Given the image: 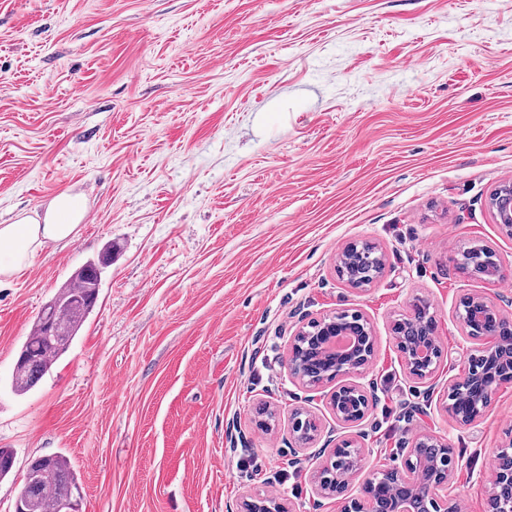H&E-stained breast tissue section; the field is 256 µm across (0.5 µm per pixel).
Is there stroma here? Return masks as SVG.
Instances as JSON below:
<instances>
[{
	"instance_id": "obj_1",
	"label": "stroma",
	"mask_w": 512,
	"mask_h": 512,
	"mask_svg": "<svg viewBox=\"0 0 512 512\" xmlns=\"http://www.w3.org/2000/svg\"><path fill=\"white\" fill-rule=\"evenodd\" d=\"M508 175L512 0H0V224L66 191L92 213L0 288V448L15 454L0 512L30 459L52 453L78 472L85 512H233L255 491L343 512L421 434L452 448L460 512H486L512 382L466 427L442 395L468 368L461 299L512 319V237L489 204ZM364 241L385 266L355 288L336 259ZM475 242L498 253L499 283L458 270ZM90 262L92 314L14 393L40 309ZM417 297L442 351L427 381L391 332ZM355 310L377 390L347 424L335 383L303 386L287 363L300 326ZM298 410L319 422L306 445ZM347 438L362 468L319 496L316 471Z\"/></svg>"
}]
</instances>
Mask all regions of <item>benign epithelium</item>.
Segmentation results:
<instances>
[{
  "mask_svg": "<svg viewBox=\"0 0 512 512\" xmlns=\"http://www.w3.org/2000/svg\"><path fill=\"white\" fill-rule=\"evenodd\" d=\"M498 204L493 210L496 222L512 234V182L505 181L498 188ZM456 316L466 336L479 342L478 354L468 358L465 376L448 383L447 393L456 390L467 396L463 387L473 381L478 385L475 395L469 397L468 410L459 411L456 402L448 400V414L460 426H467L485 415L491 405L494 391L503 383L512 381V320L504 317L499 309L480 295H471L461 303ZM394 332L412 342L411 351L405 355L404 365L408 374L420 381L429 378L434 369L428 367V346L438 344L436 326L417 320L416 303L409 311L392 322ZM310 335L312 345L303 347L290 342L288 375L300 382L303 377L306 353L316 354L314 361L323 365L339 357L343 375L366 377L374 356V345L367 341L372 335L364 315L356 311L348 323H341L332 316L312 321L302 327L297 335ZM354 337L352 348L338 354L333 351L338 336ZM374 394L373 383L352 382L338 387L330 395V405L336 418L355 423L363 419ZM353 441L343 440L330 450L326 473L318 474L319 493L332 496L345 485L347 473L334 465H345L356 471L361 466L360 455H352ZM458 461L449 445L431 435L414 440L403 467H390L369 474L362 485L360 496L345 505V512H458L455 501L448 494L453 469ZM239 512H289L284 500L273 493H248L239 504ZM488 512H512V450H501L495 457L494 473L490 481Z\"/></svg>",
  "mask_w": 512,
  "mask_h": 512,
  "instance_id": "1",
  "label": "benign epithelium"
}]
</instances>
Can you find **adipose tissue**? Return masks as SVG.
<instances>
[{"instance_id": "ef3b65f1", "label": "adipose tissue", "mask_w": 512, "mask_h": 512, "mask_svg": "<svg viewBox=\"0 0 512 512\" xmlns=\"http://www.w3.org/2000/svg\"><path fill=\"white\" fill-rule=\"evenodd\" d=\"M85 214L84 198L63 192L50 201L42 220L24 215L0 224V284L22 274L49 245L73 241Z\"/></svg>"}]
</instances>
